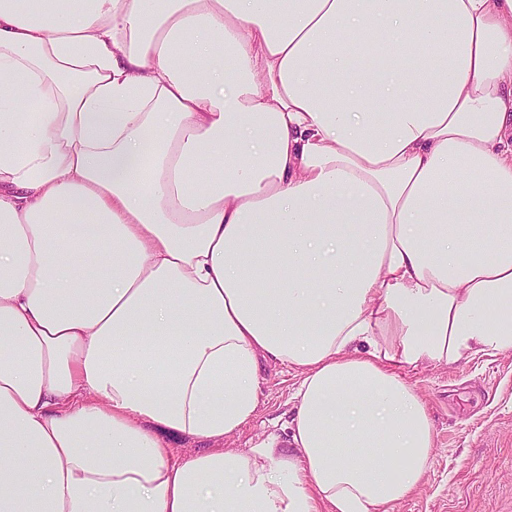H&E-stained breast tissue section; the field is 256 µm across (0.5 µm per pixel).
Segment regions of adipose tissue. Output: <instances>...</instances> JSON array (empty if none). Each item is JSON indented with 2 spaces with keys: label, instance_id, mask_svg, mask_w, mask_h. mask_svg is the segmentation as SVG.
Returning <instances> with one entry per match:
<instances>
[{
  "label": "adipose tissue",
  "instance_id": "adipose-tissue-1",
  "mask_svg": "<svg viewBox=\"0 0 512 512\" xmlns=\"http://www.w3.org/2000/svg\"><path fill=\"white\" fill-rule=\"evenodd\" d=\"M510 350L512 0H0V512H393ZM260 378L259 403L254 418L247 425L217 440H199L189 435L166 433L164 437L173 454L180 458H191L223 448L245 452L261 445L271 436L286 442L290 431L285 426L294 415L293 394L299 377L286 366L265 365Z\"/></svg>",
  "mask_w": 512,
  "mask_h": 512
}]
</instances>
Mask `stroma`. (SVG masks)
Segmentation results:
<instances>
[{
    "mask_svg": "<svg viewBox=\"0 0 512 512\" xmlns=\"http://www.w3.org/2000/svg\"><path fill=\"white\" fill-rule=\"evenodd\" d=\"M260 378L259 403L247 425L217 440L167 434L174 455L245 452L273 436L287 441L298 379L280 365L265 366ZM404 378L428 410L435 446L421 485L395 512H512V351L424 363L406 369Z\"/></svg>",
    "mask_w": 512,
    "mask_h": 512,
    "instance_id": "1",
    "label": "stroma"
}]
</instances>
